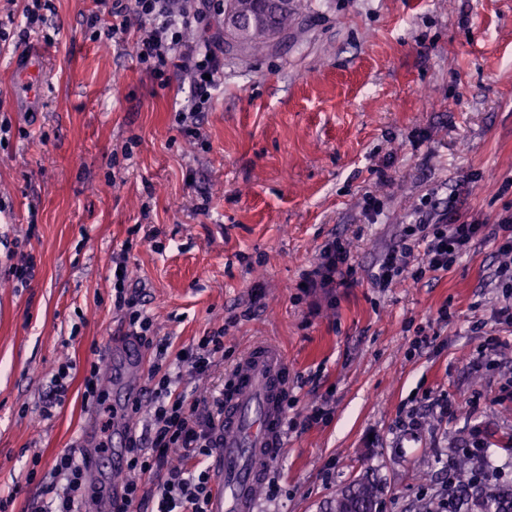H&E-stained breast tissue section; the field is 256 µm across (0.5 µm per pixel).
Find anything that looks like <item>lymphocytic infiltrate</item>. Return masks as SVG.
Segmentation results:
<instances>
[{
	"label": "lymphocytic infiltrate",
	"instance_id": "f902f5d3",
	"mask_svg": "<svg viewBox=\"0 0 512 512\" xmlns=\"http://www.w3.org/2000/svg\"><path fill=\"white\" fill-rule=\"evenodd\" d=\"M99 9L90 25L100 27L105 39H123L128 18H137L145 28L134 43L137 60L155 78L166 69L179 68L189 79L190 96L177 111V122L185 136L199 138L201 117L209 108L213 92L224 76V50L220 35L198 44L187 39L194 26L207 27L210 15H223L224 0H97ZM491 236L501 257L493 281L501 296L491 313L494 335L484 345L473 368L479 369L506 346L512 335V207L505 209L493 232L484 225L436 217L430 200L414 210V218L404 225L398 244L380 257L371 275V284L386 290L411 274L421 280L427 273L446 271L469 252L476 240ZM126 253L112 257V306L120 313L127 335L153 349V385L147 401H134L129 414L148 409L149 422L141 432L127 439L126 476L112 495V512H131L135 503L148 497L146 487L156 484L155 512H208L210 474L207 461L221 440L224 396L213 393L187 399L175 386L172 369L194 378L209 376L224 360V333L217 330L199 338L189 350L169 359L168 346L157 339L154 322L139 292L128 286ZM355 268L346 243L334 239L322 246L311 269L304 271L299 288L352 285ZM490 443L479 427H471L463 451L476 460L479 469L467 485L474 507H481L488 484L505 481L507 474L490 460ZM86 462L65 452L54 461L52 475L63 480L62 491L43 506L41 512H82Z\"/></svg>",
	"mask_w": 512,
	"mask_h": 512
}]
</instances>
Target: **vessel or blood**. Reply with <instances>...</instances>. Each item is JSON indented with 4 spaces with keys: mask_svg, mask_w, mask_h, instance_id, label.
Wrapping results in <instances>:
<instances>
[{
    "mask_svg": "<svg viewBox=\"0 0 512 512\" xmlns=\"http://www.w3.org/2000/svg\"><path fill=\"white\" fill-rule=\"evenodd\" d=\"M125 357L113 371L112 385L123 397L141 395L136 379L145 365L143 350L130 336L121 337ZM288 366L273 343H254L233 370L224 399V444L217 456L219 481L212 489V512H254L258 507L270 457L283 447Z\"/></svg>",
    "mask_w": 512,
    "mask_h": 512,
    "instance_id": "obj_1",
    "label": "vessel or blood"
}]
</instances>
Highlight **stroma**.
<instances>
[{"mask_svg":"<svg viewBox=\"0 0 512 512\" xmlns=\"http://www.w3.org/2000/svg\"><path fill=\"white\" fill-rule=\"evenodd\" d=\"M262 53L228 54L224 81L185 137L175 106L184 73L160 84L130 43H104L94 0H52L42 30L19 40L28 0H0V499L38 512L47 473L80 440L112 438V381L85 405L90 362L109 367L112 255L129 251V284L158 338L178 353L224 332V362L187 383L221 390L260 340L285 354L288 429L259 512H330L366 477L382 512H429L448 484L456 440L480 426L496 464L512 467V345L494 366L486 342L499 291L492 242L446 272L371 288L377 255L423 195L438 212L493 222L512 203V0H303ZM44 51L40 95L14 76ZM381 200L375 221L365 195ZM347 239L349 287L299 291L331 239ZM30 261L17 282L9 268ZM449 306L448 324L437 311ZM419 335L434 342L412 349ZM74 369L64 402L43 417L58 366ZM445 395L457 415L432 411ZM328 409L317 424L312 407ZM425 418L417 436L399 418Z\"/></svg>","mask_w":512,"mask_h":512,"instance_id":"1","label":"stroma"}]
</instances>
